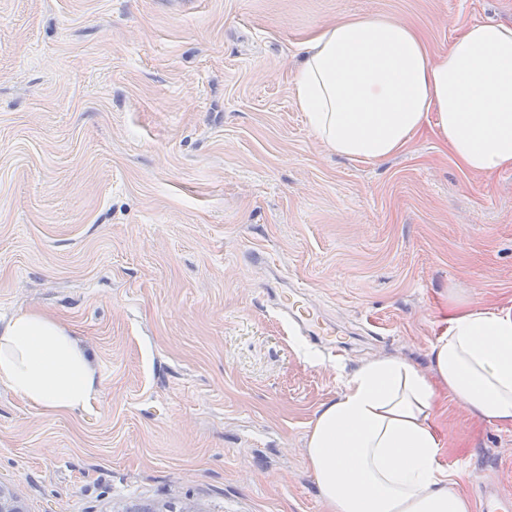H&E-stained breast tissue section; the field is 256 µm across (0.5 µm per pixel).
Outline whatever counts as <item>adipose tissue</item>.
Returning <instances> with one entry per match:
<instances>
[{"instance_id": "adipose-tissue-1", "label": "adipose tissue", "mask_w": 512, "mask_h": 512, "mask_svg": "<svg viewBox=\"0 0 512 512\" xmlns=\"http://www.w3.org/2000/svg\"><path fill=\"white\" fill-rule=\"evenodd\" d=\"M292 93L337 155L378 161L432 124L464 170L512 169V26L470 24L438 59L411 28L362 16L321 27L302 49ZM429 366L380 357L345 376L310 427L306 465L327 512H473L442 464L436 418L453 400L512 428V303L456 291ZM0 384L35 408L67 413L98 382L66 325L23 311L0 326Z\"/></svg>"}]
</instances>
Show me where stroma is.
<instances>
[{"mask_svg": "<svg viewBox=\"0 0 512 512\" xmlns=\"http://www.w3.org/2000/svg\"><path fill=\"white\" fill-rule=\"evenodd\" d=\"M357 16L435 58L512 0H0V324L56 316L99 380L67 414L0 385L23 512H326L305 455L341 375L427 366L449 289L512 301V171L471 174L429 130L352 161L299 111L301 46ZM279 285L335 360L276 319ZM439 424L463 492L512 494V428L454 403ZM278 311L285 322L295 326L300 333L307 336H324V345H328V348L333 347L334 329L320 320L319 315L306 307L299 299L298 294L283 295Z\"/></svg>", "mask_w": 512, "mask_h": 512, "instance_id": "35a3bbf8", "label": "stroma"}]
</instances>
